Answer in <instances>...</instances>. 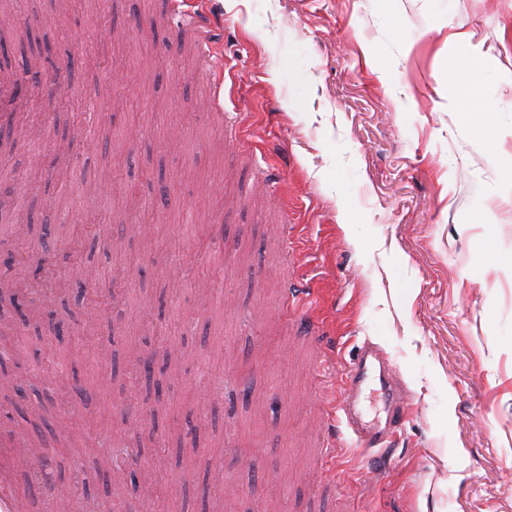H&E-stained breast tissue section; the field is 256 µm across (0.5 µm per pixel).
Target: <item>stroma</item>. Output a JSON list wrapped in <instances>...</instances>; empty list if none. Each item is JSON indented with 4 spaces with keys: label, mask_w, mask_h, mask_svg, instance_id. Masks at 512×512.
I'll return each instance as SVG.
<instances>
[{
    "label": "stroma",
    "mask_w": 512,
    "mask_h": 512,
    "mask_svg": "<svg viewBox=\"0 0 512 512\" xmlns=\"http://www.w3.org/2000/svg\"><path fill=\"white\" fill-rule=\"evenodd\" d=\"M168 0H0L61 91L25 87L0 147V262L83 260L122 280L99 320L77 288L20 283L12 350L35 380L13 430L48 451L50 491L145 512H512V0H216L227 130ZM113 18L106 35L101 23ZM496 102H460L473 67ZM297 227L287 255L282 222ZM319 289L339 350L279 313L286 270ZM160 397H130L137 353ZM374 345L411 416L382 478L320 454L346 375ZM264 450L253 470L235 447ZM138 449L175 498L126 485Z\"/></svg>",
    "instance_id": "stroma-1"
}]
</instances>
